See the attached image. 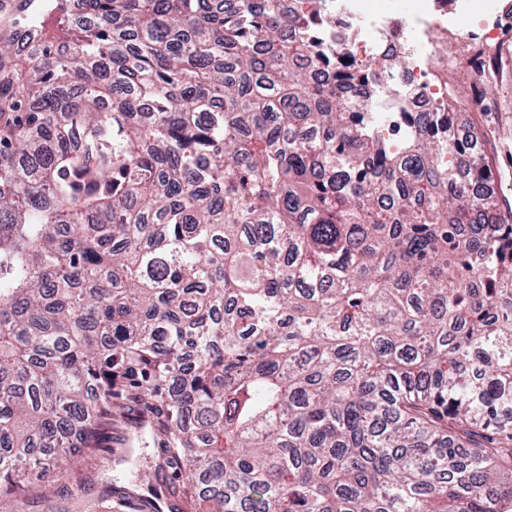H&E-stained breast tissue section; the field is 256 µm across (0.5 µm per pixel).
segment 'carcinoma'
Segmentation results:
<instances>
[{
    "label": "carcinoma",
    "mask_w": 512,
    "mask_h": 512,
    "mask_svg": "<svg viewBox=\"0 0 512 512\" xmlns=\"http://www.w3.org/2000/svg\"><path fill=\"white\" fill-rule=\"evenodd\" d=\"M0 3V512H512V211L450 106L395 149L282 0ZM448 155L436 164L433 157ZM112 448H143L141 457V464H143L142 471H150L152 478H155L153 472L155 451L152 448H157L149 436H145L142 441L138 440L135 433H131L123 423L112 424ZM148 467V468H147ZM43 494L48 497V500L41 499L39 503L31 504V512H54L48 510L52 506H66L71 510L70 512H77L83 510L82 501L87 497V493L83 492L74 481H69L68 477L60 480H55L49 484L42 485Z\"/></svg>",
    "instance_id": "1"
}]
</instances>
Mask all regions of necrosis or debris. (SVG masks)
Here are the masks:
<instances>
[{
    "instance_id": "obj_1",
    "label": "necrosis or debris",
    "mask_w": 512,
    "mask_h": 512,
    "mask_svg": "<svg viewBox=\"0 0 512 512\" xmlns=\"http://www.w3.org/2000/svg\"><path fill=\"white\" fill-rule=\"evenodd\" d=\"M374 0H288L292 10L314 13L322 25L315 40L325 54L381 65L365 72L369 94L361 104L372 130L401 145L418 135L407 115L430 112L448 97L441 43L459 37L471 56L487 60L483 75L466 67V81L491 85L503 75V54L489 17L474 19L470 0H419L405 16L373 6Z\"/></svg>"
}]
</instances>
